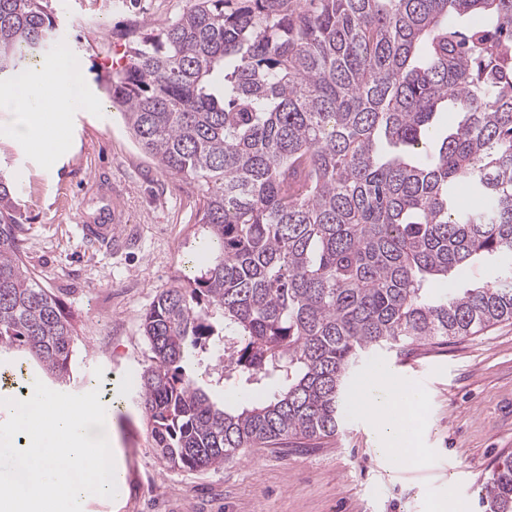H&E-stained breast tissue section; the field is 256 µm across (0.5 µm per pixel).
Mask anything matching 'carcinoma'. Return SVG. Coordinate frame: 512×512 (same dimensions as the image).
<instances>
[{
  "instance_id": "obj_1",
  "label": "carcinoma",
  "mask_w": 512,
  "mask_h": 512,
  "mask_svg": "<svg viewBox=\"0 0 512 512\" xmlns=\"http://www.w3.org/2000/svg\"><path fill=\"white\" fill-rule=\"evenodd\" d=\"M56 29L48 0H0V74L36 67ZM108 94L140 149L198 186L209 233L200 274L142 316L138 404L168 467L333 437L362 354L512 321V0H190ZM21 232L0 169V349L66 389L75 327ZM476 259L491 280L457 285ZM201 374L261 394L219 406ZM479 500L512 512L511 460Z\"/></svg>"
}]
</instances>
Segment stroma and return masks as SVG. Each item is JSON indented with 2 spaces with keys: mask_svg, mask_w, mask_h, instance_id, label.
I'll list each match as a JSON object with an SVG mask.
<instances>
[{
  "mask_svg": "<svg viewBox=\"0 0 512 512\" xmlns=\"http://www.w3.org/2000/svg\"><path fill=\"white\" fill-rule=\"evenodd\" d=\"M57 17L52 56L75 72L95 110L63 115L49 152L16 145L0 111V164L8 165L22 214L24 258L75 325L80 392L116 393L108 428L127 478L115 498L85 512H429L451 493L455 512H478L488 472L512 457V322L476 336L384 351L364 358L353 379L414 381L427 407L418 423L425 467L392 470L376 452L369 422L351 405L342 431L320 440L251 448L218 470L181 472L159 461L137 403L150 362L141 319L154 298L187 273L206 237L196 221L198 188L158 167L136 145L108 99L112 70L133 41L159 33L189 0H50ZM117 197L129 221L126 247L87 243L76 226Z\"/></svg>",
  "mask_w": 512,
  "mask_h": 512,
  "instance_id": "obj_1",
  "label": "stroma"
}]
</instances>
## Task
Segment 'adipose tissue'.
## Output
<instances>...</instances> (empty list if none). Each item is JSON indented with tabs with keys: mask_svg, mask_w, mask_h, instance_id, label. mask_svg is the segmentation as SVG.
<instances>
[{
	"mask_svg": "<svg viewBox=\"0 0 512 512\" xmlns=\"http://www.w3.org/2000/svg\"><path fill=\"white\" fill-rule=\"evenodd\" d=\"M51 91L62 111L91 109L95 103L79 93L62 75L58 66L25 77L8 92H0V110L14 112L8 132L19 146L51 150L58 141L57 129L46 122L40 99ZM358 402L372 420L378 441L377 452L390 458L401 453L405 464L419 466L426 461L425 449L410 440L408 432L423 410L420 394L406 382L380 378L366 383L357 394Z\"/></svg>",
	"mask_w": 512,
	"mask_h": 512,
	"instance_id": "ef3b65f1",
	"label": "adipose tissue"
}]
</instances>
